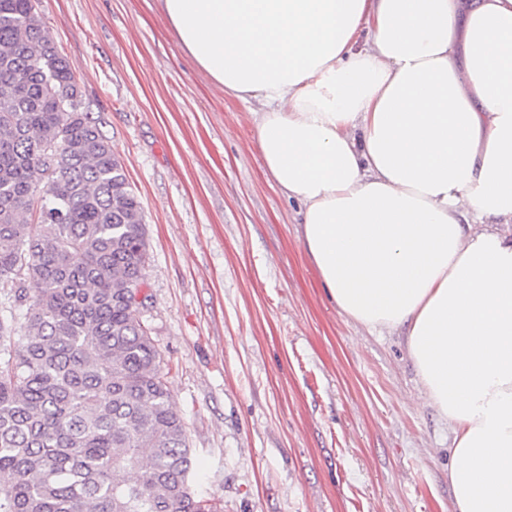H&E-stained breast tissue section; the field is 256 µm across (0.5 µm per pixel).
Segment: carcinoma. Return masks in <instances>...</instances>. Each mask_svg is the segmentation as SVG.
Masks as SVG:
<instances>
[{"label":"carcinoma","instance_id":"1","mask_svg":"<svg viewBox=\"0 0 512 512\" xmlns=\"http://www.w3.org/2000/svg\"><path fill=\"white\" fill-rule=\"evenodd\" d=\"M146 259L36 0H0V512H210L134 301Z\"/></svg>","mask_w":512,"mask_h":512}]
</instances>
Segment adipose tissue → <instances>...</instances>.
<instances>
[{"label":"adipose tissue","mask_w":512,"mask_h":512,"mask_svg":"<svg viewBox=\"0 0 512 512\" xmlns=\"http://www.w3.org/2000/svg\"><path fill=\"white\" fill-rule=\"evenodd\" d=\"M260 106L340 312L404 329L453 432V512H512V0H160Z\"/></svg>","instance_id":"adipose-tissue-1"}]
</instances>
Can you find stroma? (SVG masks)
<instances>
[{
  "label": "stroma",
  "instance_id": "stroma-1",
  "mask_svg": "<svg viewBox=\"0 0 512 512\" xmlns=\"http://www.w3.org/2000/svg\"><path fill=\"white\" fill-rule=\"evenodd\" d=\"M143 209L142 320L215 512H452L453 433L395 331L347 318L267 172L256 103L159 0H39Z\"/></svg>",
  "mask_w": 512,
  "mask_h": 512
}]
</instances>
